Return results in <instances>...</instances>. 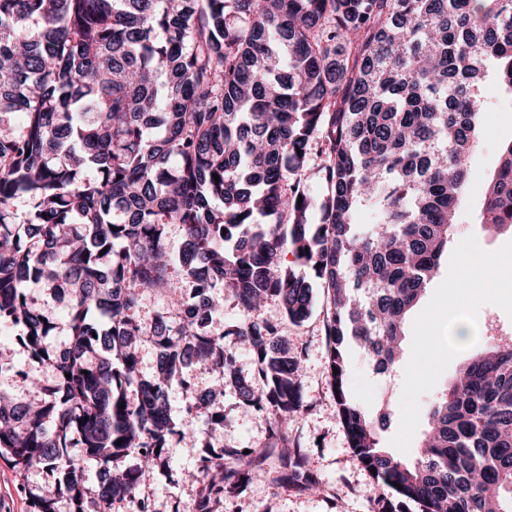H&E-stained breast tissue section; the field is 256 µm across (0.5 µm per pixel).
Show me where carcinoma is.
<instances>
[{
	"mask_svg": "<svg viewBox=\"0 0 512 512\" xmlns=\"http://www.w3.org/2000/svg\"><path fill=\"white\" fill-rule=\"evenodd\" d=\"M490 61L512 91V0H0V323L21 327L56 374L39 400L0 398V459L57 474L31 512H58L59 496L70 512L114 501L156 512L137 490L150 469L176 476L169 439L212 448L224 428L211 409L224 388L196 390L193 365L270 406L282 481L319 489L288 438L307 409L303 356L260 317L270 299L292 323L311 314L312 286L283 267L288 251L330 293L331 388L358 463L389 489L378 512H512V340L475 351L430 403L412 462L380 446L349 395L345 349L359 344L379 373L399 361L454 234ZM314 150L325 156L318 196L304 180ZM365 212L375 227L363 233ZM170 224L183 229L176 258ZM481 224L512 231V143ZM31 281L69 297L60 350L47 346L56 322L27 296ZM182 281L193 311L141 321L144 295ZM226 293L243 319L217 334L208 315ZM143 336L158 352L152 379L139 377ZM226 336L252 353L261 389ZM174 383L195 394L187 414L206 410L202 426L173 418ZM270 453L203 456L189 473L194 512H217L224 488Z\"/></svg>",
	"mask_w": 512,
	"mask_h": 512,
	"instance_id": "1",
	"label": "carcinoma"
}]
</instances>
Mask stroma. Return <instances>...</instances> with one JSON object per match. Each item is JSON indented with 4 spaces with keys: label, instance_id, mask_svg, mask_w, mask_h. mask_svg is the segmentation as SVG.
I'll return each mask as SVG.
<instances>
[{
    "label": "stroma",
    "instance_id": "stroma-1",
    "mask_svg": "<svg viewBox=\"0 0 512 512\" xmlns=\"http://www.w3.org/2000/svg\"><path fill=\"white\" fill-rule=\"evenodd\" d=\"M487 99L466 199L458 213L456 238L409 316L405 345L396 367L392 372L379 373L357 343L347 347L351 396L370 419L387 414V424L378 431L380 445L404 461L417 456L428 427L430 401L449 385L473 347L512 336V288H503L494 297L463 307L473 327L471 345L445 341L425 349L418 341L425 324L447 322L448 283L460 275L474 254H481L487 261L512 256L511 233L492 234L477 222L500 149L512 142V93L492 85L487 89ZM328 307V295L317 282L313 285L312 313L303 323L285 321L274 301L266 303L261 311L263 318L280 324L289 343L304 353L303 388L309 409L289 424L288 435L300 442L309 468L321 482L320 493H302L280 481L278 462L271 458L257 467L241 492L225 494L222 512H375L385 489L354 459L330 390L328 338L323 326ZM0 354L13 361L11 370L0 373V393L22 400L31 398L24 375L37 369L38 364L15 327L0 324ZM219 408L224 413L221 441L225 447L270 446L262 412L242 403L232 382H225ZM52 480L44 465L31 468L22 479L8 463L0 461V512H30L31 492ZM139 493L154 502L157 512H169L175 502L181 512H192L195 499L194 487L171 483L157 471L143 476Z\"/></svg>",
    "mask_w": 512,
    "mask_h": 512
}]
</instances>
